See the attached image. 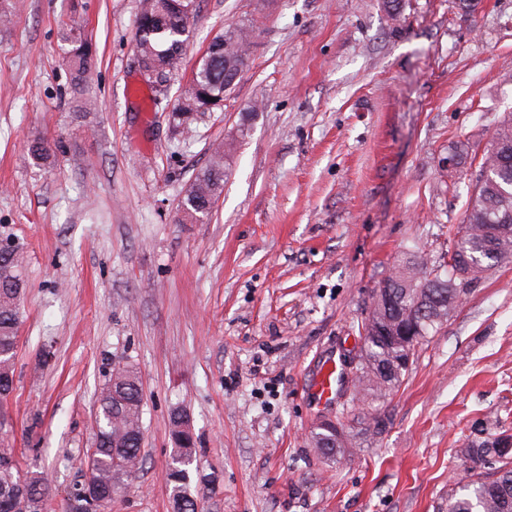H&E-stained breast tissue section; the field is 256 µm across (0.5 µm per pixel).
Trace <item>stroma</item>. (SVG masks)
<instances>
[{"label": "stroma", "instance_id": "1", "mask_svg": "<svg viewBox=\"0 0 512 512\" xmlns=\"http://www.w3.org/2000/svg\"><path fill=\"white\" fill-rule=\"evenodd\" d=\"M139 2L0 0V235L28 255L7 444L66 498L121 362L144 443L112 512H170L177 409L204 512H446L474 423L512 433V264L468 286L385 400L352 406L344 366L375 288L463 221L474 155L512 113V0H200L186 67L229 24L255 33L223 108L182 126L141 104ZM64 23L95 53L85 113ZM255 102L209 219L183 222L210 145ZM329 360L344 372L321 403L308 385ZM350 406V448L325 459L311 432Z\"/></svg>", "mask_w": 512, "mask_h": 512}]
</instances>
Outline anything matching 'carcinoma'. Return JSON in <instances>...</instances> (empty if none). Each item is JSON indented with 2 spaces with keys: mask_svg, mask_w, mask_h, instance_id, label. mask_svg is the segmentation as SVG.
<instances>
[{
  "mask_svg": "<svg viewBox=\"0 0 512 512\" xmlns=\"http://www.w3.org/2000/svg\"><path fill=\"white\" fill-rule=\"evenodd\" d=\"M182 0H141L134 46L146 65L185 70V47L190 39L181 10ZM253 25L239 23L215 35L206 55L191 69L193 79L183 97L184 107L178 123L191 120V113L224 99V89L248 67L246 46ZM59 39L68 46L66 63L71 81L83 90L90 79L94 54L92 44L64 24ZM234 140L213 145L208 163L186 190L179 209L188 220L203 222L224 190L226 159ZM29 154L37 162L52 157L49 142L43 137L29 144ZM476 181L482 186L469 196L465 216L457 225L446 257L424 266L421 259L408 258L395 274L387 278L392 306L372 307V320L414 314L412 335L415 346L427 341L441 326L440 316L459 306L467 286L482 279L494 266L512 263V231L492 237L488 224L512 227V114L503 119L490 147L478 165ZM26 254L17 243L0 252V407L14 391V360L18 347L20 301L24 288ZM403 349L382 339L367 340L361 354L360 383L371 397L384 399L398 388L407 368L382 375L380 368L394 364ZM98 402V432L94 433L90 456L98 476L100 499L112 509L115 496L140 462L143 443V395L140 377L127 366L112 368L101 388ZM185 414L170 417L174 460L165 473L172 512H199L197 499L190 491L187 461L195 454L194 439L181 430ZM472 462L465 484L448 491L447 512H512V460L499 461L498 437L473 441L463 449ZM26 512H57L55 496L48 478L41 472L23 471L13 457V449L0 448V512H15L17 503Z\"/></svg>",
  "mask_w": 512,
  "mask_h": 512,
  "instance_id": "obj_1",
  "label": "carcinoma"
}]
</instances>
